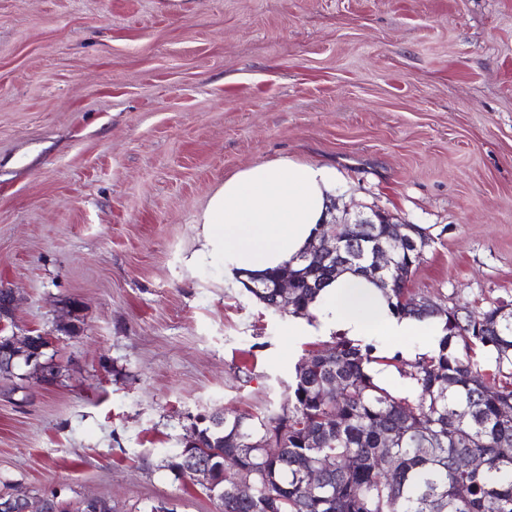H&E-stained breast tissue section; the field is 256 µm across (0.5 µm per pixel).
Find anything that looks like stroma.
I'll list each match as a JSON object with an SVG mask.
<instances>
[{
    "label": "stroma",
    "mask_w": 512,
    "mask_h": 512,
    "mask_svg": "<svg viewBox=\"0 0 512 512\" xmlns=\"http://www.w3.org/2000/svg\"><path fill=\"white\" fill-rule=\"evenodd\" d=\"M283 158L335 170L337 220L426 231L413 294L512 303V0H0V336L60 368L0 379L1 494L217 512L153 449L280 410L332 342L193 258L211 193Z\"/></svg>",
    "instance_id": "stroma-1"
}]
</instances>
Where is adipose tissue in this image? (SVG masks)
Wrapping results in <instances>:
<instances>
[{
	"label": "adipose tissue",
	"mask_w": 512,
	"mask_h": 512,
	"mask_svg": "<svg viewBox=\"0 0 512 512\" xmlns=\"http://www.w3.org/2000/svg\"><path fill=\"white\" fill-rule=\"evenodd\" d=\"M336 173L321 165L279 159L246 167L225 179L209 196L203 217L200 257L220 255L229 279L261 278L269 270L296 264L329 220ZM312 319L294 316L288 330L299 336L334 333L357 340L378 331L401 338L429 329L420 346L437 347L439 323L392 314L379 289L347 272L330 282L311 306Z\"/></svg>",
	"instance_id": "obj_1"
}]
</instances>
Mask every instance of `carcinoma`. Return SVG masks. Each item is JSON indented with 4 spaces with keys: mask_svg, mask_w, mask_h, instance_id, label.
<instances>
[{
    "mask_svg": "<svg viewBox=\"0 0 512 512\" xmlns=\"http://www.w3.org/2000/svg\"><path fill=\"white\" fill-rule=\"evenodd\" d=\"M323 233L342 241L340 271L371 274L393 313L442 323L437 351L389 358L372 342L338 336L301 358L281 412L198 417L180 447L157 449L164 467L187 476L211 464L208 490L221 512H512V308L472 312L411 295L407 285L423 253L410 240L428 243L415 224L400 240L389 224H325ZM378 246L391 248L396 260L381 273L370 260ZM279 273L247 288L272 310ZM290 273L291 313L310 319L309 304L334 275L308 251ZM479 351L493 355L494 373L481 369ZM371 363L394 368L408 392L379 384ZM327 458L336 469L311 485L306 469ZM464 458L479 459L481 468H462Z\"/></svg>",
    "mask_w": 512,
    "mask_h": 512,
    "instance_id": "cac0c4a2",
    "label": "carcinoma"
}]
</instances>
